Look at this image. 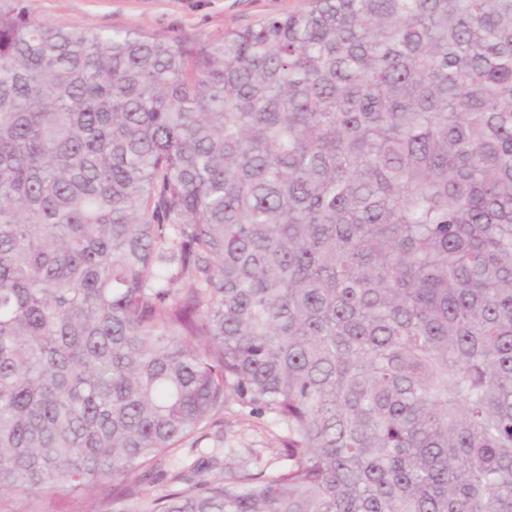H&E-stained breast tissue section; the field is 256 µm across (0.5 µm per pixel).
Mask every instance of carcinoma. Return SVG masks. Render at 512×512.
<instances>
[{"instance_id": "1", "label": "carcinoma", "mask_w": 512, "mask_h": 512, "mask_svg": "<svg viewBox=\"0 0 512 512\" xmlns=\"http://www.w3.org/2000/svg\"><path fill=\"white\" fill-rule=\"evenodd\" d=\"M231 398L285 464L145 512H512V0H0V512L135 500ZM302 0H24L30 16L79 31L136 28L148 36L195 41L284 15ZM98 504L78 501L64 492L53 493L42 500L41 512H96Z\"/></svg>"}]
</instances>
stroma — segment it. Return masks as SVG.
<instances>
[{
	"instance_id": "1",
	"label": "stroma",
	"mask_w": 512,
	"mask_h": 512,
	"mask_svg": "<svg viewBox=\"0 0 512 512\" xmlns=\"http://www.w3.org/2000/svg\"><path fill=\"white\" fill-rule=\"evenodd\" d=\"M301 0H24L30 16L79 31L135 28L148 36L195 41L253 25L265 16L284 15ZM281 426L244 415L227 402L209 424L164 458L142 485L145 497L163 490L173 471L211 477L255 473L283 465L277 448Z\"/></svg>"
}]
</instances>
